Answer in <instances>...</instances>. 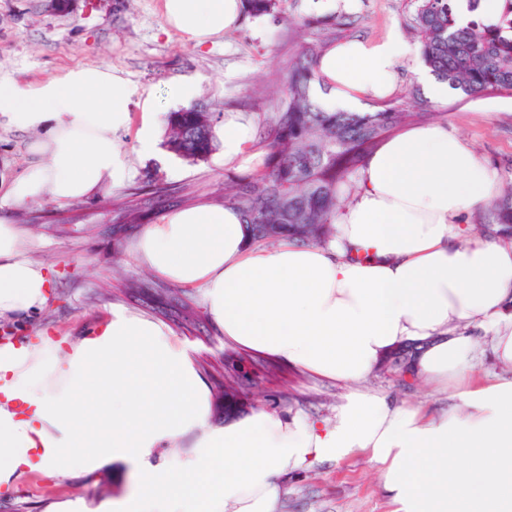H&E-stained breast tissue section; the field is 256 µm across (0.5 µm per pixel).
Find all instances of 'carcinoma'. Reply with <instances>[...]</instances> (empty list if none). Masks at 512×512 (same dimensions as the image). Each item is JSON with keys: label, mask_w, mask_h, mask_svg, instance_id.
<instances>
[{"label": "carcinoma", "mask_w": 512, "mask_h": 512, "mask_svg": "<svg viewBox=\"0 0 512 512\" xmlns=\"http://www.w3.org/2000/svg\"><path fill=\"white\" fill-rule=\"evenodd\" d=\"M242 8L254 18L281 15L286 0H242ZM413 30L424 64L450 89L466 96L512 95V0H502L494 21L477 14L464 23L456 0H418ZM322 46L321 40L309 42L288 63L283 95L259 117L267 128L260 141L263 168L224 184L223 205L244 216L254 242H325L366 158L404 128L434 118L402 104L370 112L326 108L317 93L325 90L317 70ZM167 129L166 148L189 162L216 150L213 115L203 104L170 113ZM478 223L512 240V183Z\"/></svg>", "instance_id": "cac0c4a2"}]
</instances>
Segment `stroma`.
Wrapping results in <instances>:
<instances>
[{
    "mask_svg": "<svg viewBox=\"0 0 512 512\" xmlns=\"http://www.w3.org/2000/svg\"><path fill=\"white\" fill-rule=\"evenodd\" d=\"M162 0H0V77L34 82L62 71L108 66L121 72L135 91L128 104L129 125L114 133L128 176L117 191L103 190L86 199L0 208V219L17 225L28 241L31 258L52 274L51 297L43 309L20 320H0V330L23 339L49 330L54 336L78 339L90 335L117 305L169 323V316L146 305L131 283L165 287V280L142 268L131 252L139 225L129 224L125 202L142 196L146 181L165 191L154 199L153 217L174 207H215L226 176L260 169L262 156L240 165L224 160L216 149L207 161L190 163L157 141L153 154L139 151V101L151 95L162 112L177 111L171 100L175 83L195 84V103L208 104L215 127L229 112L258 119L268 109L272 92L282 90V75L306 42L316 39L312 20L349 15L351 24L337 27V40H377L389 30L400 32L411 47L398 67V88L391 103L417 91L437 121L458 133L495 174L498 187L512 182V97L468 98L449 91L432 99L412 71L421 63V48L410 32L416 0H336L321 9L317 0H288L287 15L242 17L208 44L183 42L161 12ZM31 134L0 125V168L23 173L32 156ZM196 365L210 384L215 421L224 419V393L239 383L238 417L264 409L284 416L295 412L313 420L333 416L346 389L285 366L225 347L216 328L194 337ZM369 391L395 402L420 404L430 410L449 405L446 395L416 379H404L399 367L382 363L365 382ZM133 477L113 467L65 478L42 473L20 476L9 493L0 492V512H46L49 503L81 498L88 505L124 494ZM280 512H392L375 465L358 456L347 462L313 463L289 473L280 486Z\"/></svg>",
    "mask_w": 512,
    "mask_h": 512,
    "instance_id": "35a3bbf8",
    "label": "stroma"
}]
</instances>
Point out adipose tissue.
Listing matches in <instances>:
<instances>
[{"label":"adipose tissue","mask_w":512,"mask_h":512,"mask_svg":"<svg viewBox=\"0 0 512 512\" xmlns=\"http://www.w3.org/2000/svg\"><path fill=\"white\" fill-rule=\"evenodd\" d=\"M194 45L236 24L240 0H162ZM410 55L399 32L328 48L325 104L350 110L396 88ZM131 91L109 67L22 83L0 78V119L35 132L22 175L0 174V206L82 200L122 185L112 135ZM224 160L248 163L251 122L228 114ZM322 245L252 244L232 208H174L145 225L132 252L168 282L202 289L225 343L349 391L328 424L262 409L216 422L194 349L163 323L112 308L93 335L0 344V488L29 471L63 475L119 463L137 486L95 512H279L280 479L363 454L393 512H512V242L466 238L464 217L496 192L490 169L440 124L386 140ZM0 221V318L40 309L44 266ZM487 339L479 350L462 325ZM417 349L408 376L447 390L430 411L361 389L392 349ZM501 373H478L480 355Z\"/></svg>","instance_id":"obj_1"}]
</instances>
